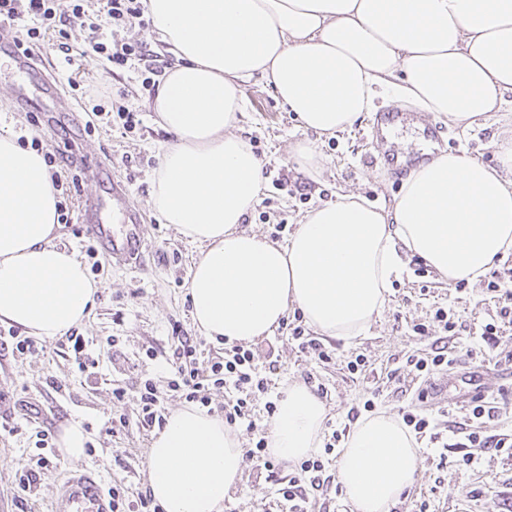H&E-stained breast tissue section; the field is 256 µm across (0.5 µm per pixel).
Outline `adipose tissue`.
Listing matches in <instances>:
<instances>
[{
	"label": "adipose tissue",
	"instance_id": "1",
	"mask_svg": "<svg viewBox=\"0 0 512 512\" xmlns=\"http://www.w3.org/2000/svg\"><path fill=\"white\" fill-rule=\"evenodd\" d=\"M175 59L153 102L172 139L161 151L152 209L200 246L190 314L215 342L271 335L289 309L319 334L362 336L388 302L403 257L445 283L477 282L512 253V136L497 167L443 152L411 168L389 208L347 193L305 216L286 245L242 224L260 199L263 163L236 128L240 84L271 81L300 126L350 129L378 90L471 126L512 92V0H147ZM58 195L43 157L0 131V322L52 340L89 316L97 287L55 244ZM326 408L306 385L283 390L269 452L295 463L320 448ZM394 414L359 419L338 480L355 512H390L420 462ZM239 435L186 405L153 434L148 489L163 512H224L240 479Z\"/></svg>",
	"mask_w": 512,
	"mask_h": 512
}]
</instances>
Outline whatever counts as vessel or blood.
I'll list each match as a JSON object with an SVG mask.
<instances>
[{
	"label": "vessel or blood",
	"mask_w": 512,
	"mask_h": 512,
	"mask_svg": "<svg viewBox=\"0 0 512 512\" xmlns=\"http://www.w3.org/2000/svg\"><path fill=\"white\" fill-rule=\"evenodd\" d=\"M86 167L97 179L112 185V211L118 223L108 224L102 218L97 201L85 199L83 222L101 253L118 267L139 265L144 244V229L139 212L129 206L127 184L114 178L110 166L90 159ZM112 505L105 496L93 472L86 469L71 471L58 489L52 512H111Z\"/></svg>",
	"instance_id": "b4317fda"
}]
</instances>
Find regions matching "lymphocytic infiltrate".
Here are the masks:
<instances>
[{"label": "lymphocytic infiltrate", "mask_w": 512, "mask_h": 512, "mask_svg": "<svg viewBox=\"0 0 512 512\" xmlns=\"http://www.w3.org/2000/svg\"><path fill=\"white\" fill-rule=\"evenodd\" d=\"M68 7H60L59 0H0V24L20 26L23 36L16 44L23 53H31L33 46L50 40L51 50L73 61V48L69 43L68 25L73 20L88 18L86 53L96 56L106 69L140 70L143 86L155 85L163 70L158 66V52L148 44L108 37L107 28H124L143 22L146 0H99L98 10H91L90 0H68ZM84 101L90 102L96 116L116 115L125 130H133L141 123L136 110L124 105H114V97H125V90H113L111 85L81 90ZM487 289L494 293L500 306L499 321L482 325L480 338L487 348L497 347L502 334L501 319L512 316V274L504 273L489 281ZM435 318L441 323L444 334L433 339L431 348L423 354H413L406 359V370L413 382L429 383L435 375L445 372L456 362L448 350V333L457 324L447 309L440 308ZM172 339L176 344L167 357L170 390L180 394L188 403L207 407L211 404L210 390L225 393L221 410L229 427L246 426L252 439L243 453L247 472L263 475L270 483V499L264 512H312L316 498L327 492L330 479L327 467L336 459V449L345 439L346 429L333 430L323 448L308 458L288 465L276 460L267 450V437L259 429L255 416L264 413L274 416L280 398L272 382L278 363L269 359L259 362L256 350L233 345L223 351L205 352L206 342L173 325ZM403 423L412 430L420 443L440 449V462H447V440L440 431L436 415L427 414L415 406L401 410Z\"/></svg>", "instance_id": "1"}]
</instances>
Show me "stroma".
Here are the masks:
<instances>
[{"label":"stroma","instance_id":"obj_1","mask_svg":"<svg viewBox=\"0 0 512 512\" xmlns=\"http://www.w3.org/2000/svg\"><path fill=\"white\" fill-rule=\"evenodd\" d=\"M76 79L80 85L111 82L128 90L125 100L137 110L140 126L130 132L108 127L91 112L78 115L63 113L47 119L40 112L18 109L13 91L23 78L9 60L0 58V129L12 130L17 136L40 138L51 150L66 151L74 121L93 124L95 132L84 134L76 149L81 154L110 163L129 186V201L144 217L145 258L141 270L130 272L112 266L109 260L94 262L87 257L90 237L82 222L86 198L97 197L109 203L105 184L82 180L77 193L69 198L68 223L56 230L57 245L76 252L85 266L91 267L96 283V305L88 318L74 327V334L88 341V352L96 360L93 372H79L67 347L57 340L46 343L44 352L15 357L9 346L0 347V416L18 425L37 420L52 435H59L63 425L77 421L88 440L81 465L95 468L103 485L122 480L130 494L147 488V452L151 430L137 421V395L130 391L124 403L112 400L115 385H134L139 378H152L161 391L167 410L183 406L178 393L167 388V364L164 358L147 359L149 347L172 351L173 323H180L189 334H196L187 300L189 272L199 255L198 248L185 241L173 225L163 223L152 210L149 199L153 190V173L162 146L169 134L156 123L152 109L155 94L143 89L142 79L134 70L118 69L105 73L99 59L92 55L79 58ZM244 110L240 127L253 150L272 173L287 175V182L273 185L264 178L260 201L248 216L245 230L258 233L269 241L286 243L299 220L314 208L335 201L338 194L353 193L378 208L388 206L402 185L405 170L387 166L389 156L384 143L373 131L377 113L407 111L406 103L395 101L392 91H380L374 109L361 122L336 135L314 139L324 159L319 174L310 176L298 171L290 147L309 138L275 95L272 85L254 78L241 86ZM437 128V141L447 151H462L488 165H495L496 140L512 135V95L507 96L490 118L462 128L432 115L422 116L419 123L395 130L391 140L401 152L419 147L425 128ZM420 262L405 258L400 278L393 280L389 302L381 317L372 323L363 337L345 342L325 338L324 343L336 352L334 364L324 366L300 353L287 337L271 336L257 340L258 355L275 351L280 364L277 382L287 386L305 382L313 375L325 384L328 394L323 401L327 409L325 431L343 427L347 413L361 404L366 383L353 378L346 368L356 355L378 369H397L408 355L425 350V340L414 335L412 324L428 325L434 336L443 331L433 319L437 308H450L455 321L470 332L498 316V304L484 282L464 288L441 282L435 271L417 276ZM460 360L454 368L435 376L433 387L443 393L448 403H456L467 391L477 358L467 356L465 346H458ZM488 396L497 401V418L474 424L483 436L512 434V383H490ZM125 414L129 425L116 435L105 428L113 415ZM38 450L27 434L0 431V512H50V501L57 483L72 462L63 460L58 451L48 453L50 465L32 492H21L17 476L35 466ZM122 457L125 466L113 465ZM458 453L448 455L446 466H439L432 455H422L414 484L396 504L394 512H512V457L493 451L483 452L477 469L458 467Z\"/></svg>","mask_w":512,"mask_h":512}]
</instances>
